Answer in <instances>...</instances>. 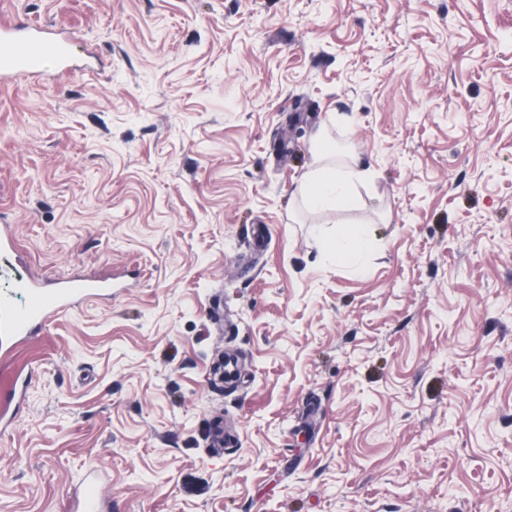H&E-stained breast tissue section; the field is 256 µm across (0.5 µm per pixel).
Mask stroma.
<instances>
[{
	"mask_svg": "<svg viewBox=\"0 0 512 512\" xmlns=\"http://www.w3.org/2000/svg\"><path fill=\"white\" fill-rule=\"evenodd\" d=\"M2 13L71 54L0 86V281L112 297L0 354V512H512V0ZM322 141L371 177L320 212ZM375 245V236L366 225L352 227L325 242L326 249L336 256L337 261L356 271L363 269L364 257ZM99 474L95 469L87 470L79 482L82 490V507L84 512H95L97 507Z\"/></svg>",
	"mask_w": 512,
	"mask_h": 512,
	"instance_id": "stroma-1",
	"label": "stroma"
}]
</instances>
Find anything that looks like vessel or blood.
I'll list each match as a JSON object with an SVG mask.
<instances>
[{
  "instance_id": "vessel-or-blood-1",
  "label": "vessel or blood",
  "mask_w": 512,
  "mask_h": 512,
  "mask_svg": "<svg viewBox=\"0 0 512 512\" xmlns=\"http://www.w3.org/2000/svg\"><path fill=\"white\" fill-rule=\"evenodd\" d=\"M13 24L9 18L0 19V83L13 81L19 75L35 72L41 58L47 54L65 56L64 42L46 38L37 24L27 25L28 35L12 38ZM21 288L27 290L30 301L22 308L8 302L0 303V345L31 335L34 330L48 325L60 312L84 300L110 293L111 283L91 277H71L51 283L24 280ZM99 474L87 470L79 486L82 490L83 512H96Z\"/></svg>"
}]
</instances>
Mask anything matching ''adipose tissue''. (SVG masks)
I'll return each mask as SVG.
<instances>
[{"mask_svg": "<svg viewBox=\"0 0 512 512\" xmlns=\"http://www.w3.org/2000/svg\"><path fill=\"white\" fill-rule=\"evenodd\" d=\"M329 151L325 146L316 149L317 166L302 180L299 191L311 208L326 210L343 202L358 184L368 179L365 170L356 165L343 168L327 165ZM376 239L367 226L348 229L335 238L326 240L325 246L341 264L362 270L365 256L373 250Z\"/></svg>", "mask_w": 512, "mask_h": 512, "instance_id": "ef3b65f1", "label": "adipose tissue"}]
</instances>
